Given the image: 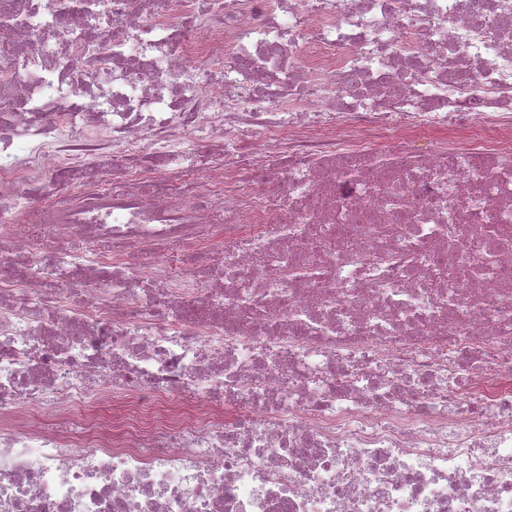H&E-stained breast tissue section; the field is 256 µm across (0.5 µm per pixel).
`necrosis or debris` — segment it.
<instances>
[{
  "instance_id": "obj_1",
  "label": "necrosis or debris",
  "mask_w": 512,
  "mask_h": 512,
  "mask_svg": "<svg viewBox=\"0 0 512 512\" xmlns=\"http://www.w3.org/2000/svg\"><path fill=\"white\" fill-rule=\"evenodd\" d=\"M0 512H512V0H0Z\"/></svg>"
}]
</instances>
